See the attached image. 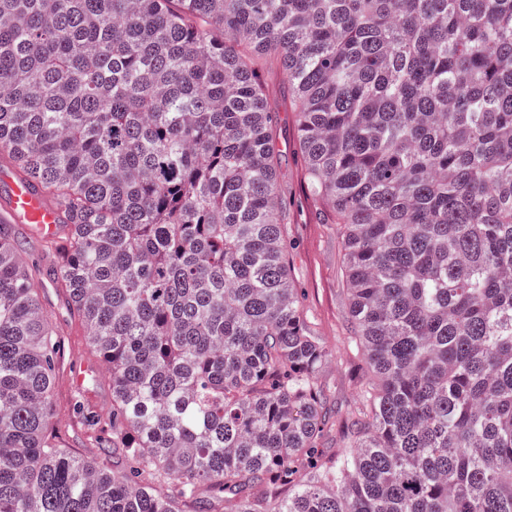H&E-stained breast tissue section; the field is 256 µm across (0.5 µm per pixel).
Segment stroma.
<instances>
[{
  "mask_svg": "<svg viewBox=\"0 0 512 512\" xmlns=\"http://www.w3.org/2000/svg\"><path fill=\"white\" fill-rule=\"evenodd\" d=\"M269 83L277 112L278 181L280 198L288 212L291 274L319 335L332 351L322 375L333 389L331 406L341 420L350 409L356 380L363 371L362 362L350 357L345 347L348 317L343 254L336 227L325 222L324 206L315 197L306 177L298 149L296 106L288 94L287 78L285 74H275L270 76ZM38 286L63 344L52 389L54 412L50 427L72 455L95 460L110 471L120 470V463L91 438L77 412L81 405L100 416L111 410V370L93 353L85 328L69 310L65 289L43 279ZM84 368L94 382L92 389L85 393L75 382L76 371Z\"/></svg>",
  "mask_w": 512,
  "mask_h": 512,
  "instance_id": "obj_1",
  "label": "stroma"
}]
</instances>
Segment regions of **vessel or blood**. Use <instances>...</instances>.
<instances>
[{
	"label": "vessel or blood",
	"instance_id": "1",
	"mask_svg": "<svg viewBox=\"0 0 512 512\" xmlns=\"http://www.w3.org/2000/svg\"><path fill=\"white\" fill-rule=\"evenodd\" d=\"M60 214L46 202L30 182L9 179L7 198L0 205V221L7 224H31L49 238L60 231Z\"/></svg>",
	"mask_w": 512,
	"mask_h": 512
}]
</instances>
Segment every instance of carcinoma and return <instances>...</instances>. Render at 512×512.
<instances>
[{
    "label": "carcinoma",
    "instance_id": "carcinoma-1",
    "mask_svg": "<svg viewBox=\"0 0 512 512\" xmlns=\"http://www.w3.org/2000/svg\"><path fill=\"white\" fill-rule=\"evenodd\" d=\"M278 68L365 363L335 455ZM4 165L70 228L45 274L124 466L48 433L61 346L0 223V512H512V0H0Z\"/></svg>",
    "mask_w": 512,
    "mask_h": 512
}]
</instances>
